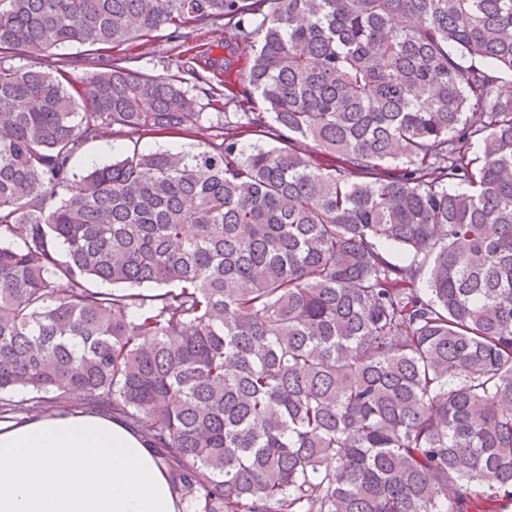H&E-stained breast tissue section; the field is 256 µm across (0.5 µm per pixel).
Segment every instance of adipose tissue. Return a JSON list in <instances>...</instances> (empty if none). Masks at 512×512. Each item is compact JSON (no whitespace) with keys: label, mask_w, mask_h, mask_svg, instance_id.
Listing matches in <instances>:
<instances>
[{"label":"adipose tissue","mask_w":512,"mask_h":512,"mask_svg":"<svg viewBox=\"0 0 512 512\" xmlns=\"http://www.w3.org/2000/svg\"><path fill=\"white\" fill-rule=\"evenodd\" d=\"M0 512H184L171 471L118 417L0 420Z\"/></svg>","instance_id":"ef3b65f1"}]
</instances>
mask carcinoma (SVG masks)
Returning a JSON list of instances; mask_svg holds the SVG:
<instances>
[{"instance_id":"1","label":"carcinoma","mask_w":512,"mask_h":512,"mask_svg":"<svg viewBox=\"0 0 512 512\" xmlns=\"http://www.w3.org/2000/svg\"><path fill=\"white\" fill-rule=\"evenodd\" d=\"M73 46L0 63V394L130 421L193 512H512V0H0V60ZM106 134L200 140L77 176ZM168 33L169 31L164 29L154 33L155 36L151 38L148 45L139 46L133 51L136 54L147 50V48L152 51V54L143 55L141 58L142 60L139 64L143 71L154 75H177V70L172 65L171 59L174 60V53L181 50V48L171 51L175 43L167 39ZM87 48H63L52 50L50 53H47L46 56L41 57L40 59H30L26 57L24 54H17L13 57L8 58L6 61L7 64L15 65V66H28L35 65L38 68L46 66L60 58L66 57L69 61H81L84 60L85 57L93 58L96 55L85 56V52Z\"/></svg>"}]
</instances>
